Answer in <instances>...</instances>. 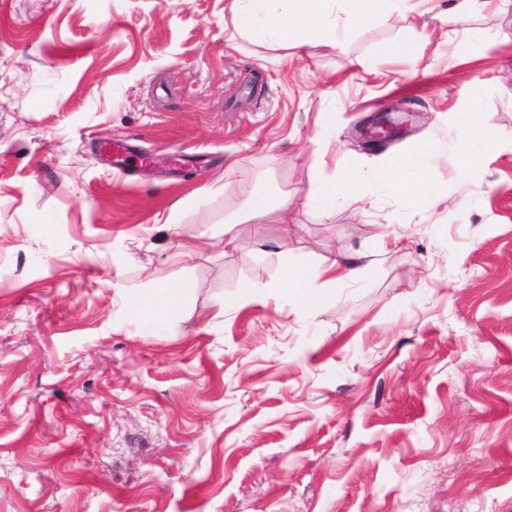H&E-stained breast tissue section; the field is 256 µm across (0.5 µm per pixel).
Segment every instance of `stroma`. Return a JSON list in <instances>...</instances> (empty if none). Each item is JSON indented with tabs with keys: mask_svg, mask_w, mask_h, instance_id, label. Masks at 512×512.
<instances>
[{
	"mask_svg": "<svg viewBox=\"0 0 512 512\" xmlns=\"http://www.w3.org/2000/svg\"><path fill=\"white\" fill-rule=\"evenodd\" d=\"M449 2L284 57L230 0H0V512H512V0ZM426 141L420 212L385 165ZM240 183L290 205L213 245ZM336 253L371 267L296 304ZM459 126L462 132V160L464 163H469L471 160L469 155L471 144L476 141H481L487 144L489 141V130L491 126L487 121L476 122L470 117H464L460 121ZM360 176L352 169L341 175L312 183L305 195L307 206L330 209L339 201L356 203L361 200L359 191ZM363 257V254H336L323 258L321 263L314 268H296L289 265L282 271V281L289 287V292L290 290L294 291V296L301 304L310 305L318 297L320 288H317L316 282L323 276H334L324 283L328 284L343 281L368 271L370 264L360 262Z\"/></svg>",
	"mask_w": 512,
	"mask_h": 512,
	"instance_id": "35a3bbf8",
	"label": "stroma"
}]
</instances>
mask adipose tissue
<instances>
[{
	"label": "adipose tissue",
	"instance_id": "1",
	"mask_svg": "<svg viewBox=\"0 0 512 512\" xmlns=\"http://www.w3.org/2000/svg\"><path fill=\"white\" fill-rule=\"evenodd\" d=\"M393 4L394 0H232V36L283 49L298 50L315 42L334 48L338 45L337 16H344L350 25L363 26L386 18ZM432 152V145L424 144L421 154L400 156L386 172L388 189L421 209L432 202V175L421 171L419 157ZM359 185L358 173L347 169L311 184L305 203L320 209L333 208L340 201L355 203L361 199ZM366 270L359 256L337 254L313 268L286 266L282 281L292 287L301 304L310 305L319 294L317 282L323 276L343 281Z\"/></svg>",
	"mask_w": 512,
	"mask_h": 512
}]
</instances>
